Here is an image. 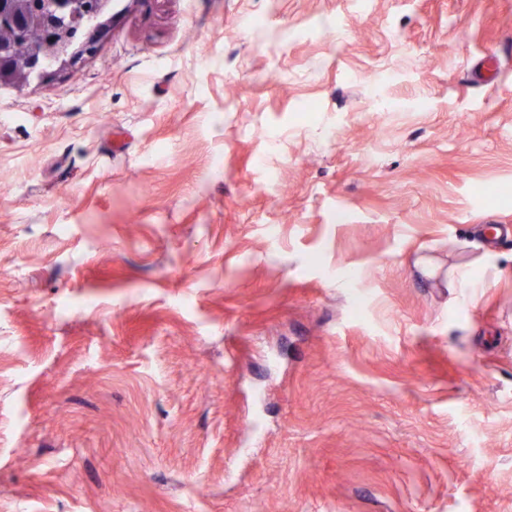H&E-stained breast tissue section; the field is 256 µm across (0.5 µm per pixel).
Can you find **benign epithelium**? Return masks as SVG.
I'll return each mask as SVG.
<instances>
[{"mask_svg": "<svg viewBox=\"0 0 512 512\" xmlns=\"http://www.w3.org/2000/svg\"><path fill=\"white\" fill-rule=\"evenodd\" d=\"M0 0V86L47 75L46 62L75 63L98 47L111 0Z\"/></svg>", "mask_w": 512, "mask_h": 512, "instance_id": "1", "label": "benign epithelium"}]
</instances>
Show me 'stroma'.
<instances>
[{"label":"stroma","mask_w":512,"mask_h":512,"mask_svg":"<svg viewBox=\"0 0 512 512\" xmlns=\"http://www.w3.org/2000/svg\"><path fill=\"white\" fill-rule=\"evenodd\" d=\"M490 224L512 0H116L0 87V512H512Z\"/></svg>","instance_id":"35a3bbf8"}]
</instances>
